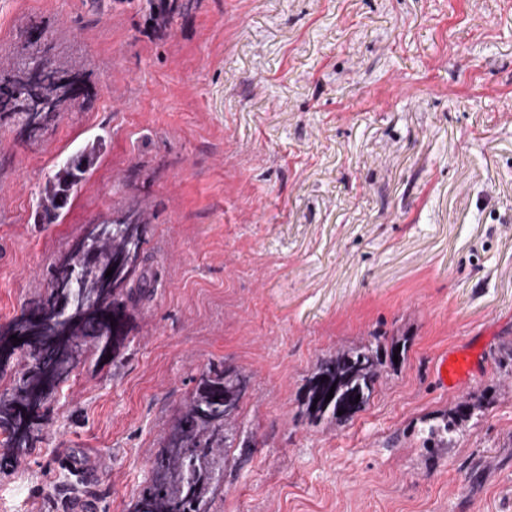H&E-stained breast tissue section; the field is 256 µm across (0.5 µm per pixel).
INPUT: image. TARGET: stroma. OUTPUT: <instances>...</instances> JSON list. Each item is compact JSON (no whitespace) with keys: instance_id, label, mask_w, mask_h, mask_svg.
<instances>
[{"instance_id":"35a3bbf8","label":"stroma","mask_w":512,"mask_h":512,"mask_svg":"<svg viewBox=\"0 0 512 512\" xmlns=\"http://www.w3.org/2000/svg\"><path fill=\"white\" fill-rule=\"evenodd\" d=\"M0 0V53L38 23L95 97L20 139L0 119V324L86 224L139 201L161 274L127 361L87 351L0 512H133L210 363L251 374L216 512H512V0ZM58 224L44 175L100 130ZM397 343L351 421L301 413L317 362ZM474 376L443 388L442 354ZM472 417L435 447L457 402Z\"/></svg>"}]
</instances>
